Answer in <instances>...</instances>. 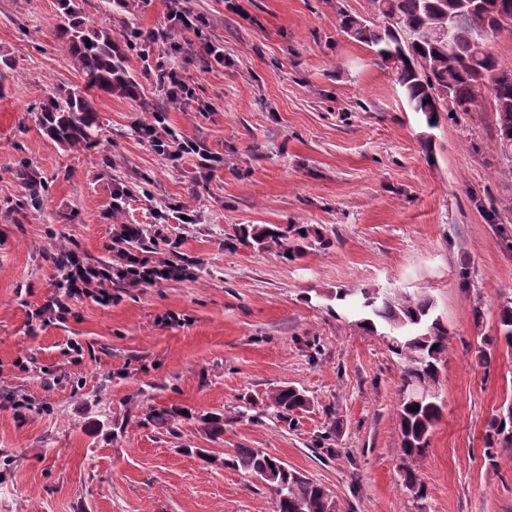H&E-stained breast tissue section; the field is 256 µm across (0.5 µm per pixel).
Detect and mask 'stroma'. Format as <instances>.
<instances>
[{
  "label": "stroma",
  "instance_id": "obj_1",
  "mask_svg": "<svg viewBox=\"0 0 512 512\" xmlns=\"http://www.w3.org/2000/svg\"><path fill=\"white\" fill-rule=\"evenodd\" d=\"M80 7L119 43L167 13L166 0H140L124 19L99 0ZM190 7L224 49L209 71L193 54L175 60L204 111L170 105L139 66L137 97L95 96L103 130L75 151L40 125L41 91L85 85L55 42L57 0H0V512H275L259 481L199 448L262 449L328 486L341 512H512V451L483 454L488 419L512 404V354L497 350L488 374L475 359L512 297V166L495 148L491 99L428 127L370 48L338 29V11L367 14L368 0ZM157 107L223 154L210 180L141 139ZM26 165L46 185L36 207L16 179ZM169 206L200 216L160 249L190 278L116 284L111 305L73 299L66 322L29 326V307L54 293V244L76 240L102 262L114 221L146 226ZM268 224L309 225L327 245L289 240V260L244 244ZM356 288L429 295L448 330L443 414L415 465L421 505L401 486L402 363L335 299ZM284 385L312 400L292 424L265 410ZM170 407L185 411L171 429L145 422ZM204 413L223 415L220 440L201 430Z\"/></svg>",
  "mask_w": 512,
  "mask_h": 512
}]
</instances>
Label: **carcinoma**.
Returning a JSON list of instances; mask_svg holds the SVG:
<instances>
[{
	"label": "carcinoma",
	"mask_w": 512,
	"mask_h": 512,
	"mask_svg": "<svg viewBox=\"0 0 512 512\" xmlns=\"http://www.w3.org/2000/svg\"><path fill=\"white\" fill-rule=\"evenodd\" d=\"M369 16L339 14V28L351 39L374 49L376 62L390 70L407 101L426 117L431 127L441 115L471 112L490 90L496 114V150L512 163V70L499 67L488 41L481 33L502 21L512 22V0H481L474 10H460L457 0H370ZM62 23L56 39L73 67L93 90L53 94L42 102L41 124L46 134L71 150L79 151L97 141L99 117L93 95L132 97L137 93L131 58L104 27L80 18L79 0H59ZM446 14L452 31L445 38L429 32L431 19ZM309 238L310 230L291 225L265 227L253 240L260 246L276 244L286 256L288 234ZM334 298L353 307L356 325L366 334L382 336L404 367L400 376L396 418L401 434L402 487H418L419 500L425 487L411 467L425 455L428 437L441 415L438 398L422 395V385L438 387L440 363L446 351L448 330L435 316V303L426 294L397 296L387 290L338 291ZM512 350V299L501 306L495 335L483 338L477 362L489 373L496 349ZM311 405L304 392L280 387L267 394L266 408L280 419L294 422L297 413ZM418 410H413V407ZM202 431L212 439L224 434V418L206 416ZM485 451L492 460L498 450H512V420L496 413L487 421ZM196 452L206 461H216L244 471L252 477L271 475L264 486L276 502V512H339L335 496L324 493V485L287 469L277 458L256 448H235L229 458L218 459L204 448Z\"/></svg>",
	"instance_id": "1"
}]
</instances>
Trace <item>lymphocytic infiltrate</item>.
Returning <instances> with one entry per match:
<instances>
[{
	"label": "lymphocytic infiltrate",
	"mask_w": 512,
	"mask_h": 512,
	"mask_svg": "<svg viewBox=\"0 0 512 512\" xmlns=\"http://www.w3.org/2000/svg\"><path fill=\"white\" fill-rule=\"evenodd\" d=\"M164 25L149 30L134 29L127 36L141 62H148L154 51L168 56L185 51L199 56L204 64L223 63L224 51L211 41L201 39L204 18L189 8L184 0H169ZM158 62L155 70L157 81L169 103L187 107L195 98L194 88L187 83L176 68ZM138 132L153 151L164 159L176 163L194 158L200 178L210 179L214 170L222 166L220 153L207 149L201 143L176 134L167 123L164 110H152L146 120L139 122ZM151 235L155 241L178 247L171 227L164 216H157L151 232H144L141 225H118L106 249L111 252L108 262L87 261L78 243L57 244L53 247L51 260L55 269L53 276L56 295L28 312L32 322L46 325L65 322L71 312L70 299L85 298L106 306L112 301V286L119 283L127 288H140L162 283L166 280L187 278L185 266L164 257L150 256L148 249L136 247V240Z\"/></svg>",
	"instance_id": "f902f5d3"
}]
</instances>
